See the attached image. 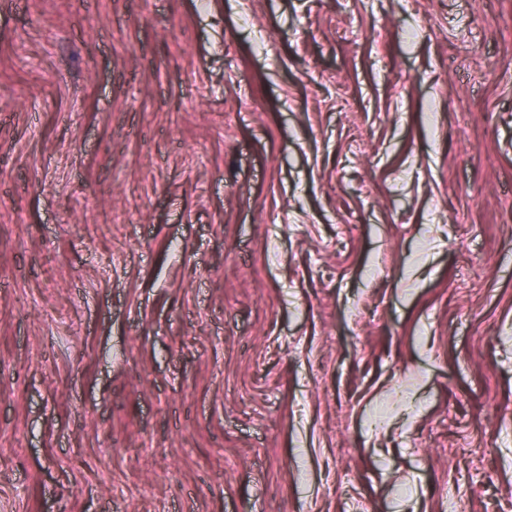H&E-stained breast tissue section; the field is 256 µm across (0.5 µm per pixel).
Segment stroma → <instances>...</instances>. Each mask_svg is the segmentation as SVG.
<instances>
[{
	"label": "stroma",
	"instance_id": "stroma-1",
	"mask_svg": "<svg viewBox=\"0 0 512 512\" xmlns=\"http://www.w3.org/2000/svg\"><path fill=\"white\" fill-rule=\"evenodd\" d=\"M0 512H512V0H0Z\"/></svg>",
	"mask_w": 512,
	"mask_h": 512
}]
</instances>
